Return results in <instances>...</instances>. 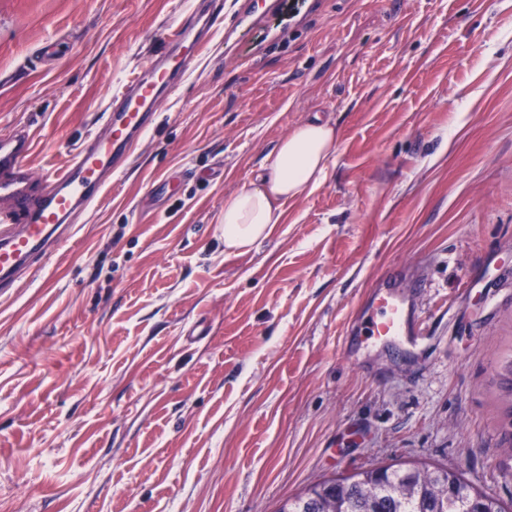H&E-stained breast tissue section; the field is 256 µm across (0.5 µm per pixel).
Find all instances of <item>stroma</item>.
<instances>
[{
	"instance_id": "obj_1",
	"label": "stroma",
	"mask_w": 512,
	"mask_h": 512,
	"mask_svg": "<svg viewBox=\"0 0 512 512\" xmlns=\"http://www.w3.org/2000/svg\"><path fill=\"white\" fill-rule=\"evenodd\" d=\"M216 25L99 204L0 291V512H278L425 461L512 512V0H214ZM196 0H0V136L46 187ZM55 49L44 59L45 45ZM325 181L224 248L296 125ZM417 355L351 328L389 273Z\"/></svg>"
}]
</instances>
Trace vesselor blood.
Segmentation results:
<instances>
[{
	"label": "vessel or blood",
	"mask_w": 512,
	"mask_h": 512,
	"mask_svg": "<svg viewBox=\"0 0 512 512\" xmlns=\"http://www.w3.org/2000/svg\"><path fill=\"white\" fill-rule=\"evenodd\" d=\"M215 22L212 14L196 9L173 28L164 56L153 60L116 97L105 115L104 135L92 137L64 168L51 174L45 191L31 188L27 164L33 148L31 134L23 131L0 137V198L8 203L0 211V288L13 286L36 256L57 250L68 218L108 193L113 174L151 127L156 100L183 79ZM361 332L377 344L407 350L417 349L422 342L415 310L392 288L375 289Z\"/></svg>",
	"instance_id": "1"
}]
</instances>
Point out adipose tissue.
Here are the masks:
<instances>
[{
	"label": "adipose tissue",
	"instance_id": "adipose-tissue-1",
	"mask_svg": "<svg viewBox=\"0 0 512 512\" xmlns=\"http://www.w3.org/2000/svg\"><path fill=\"white\" fill-rule=\"evenodd\" d=\"M337 142L335 125L318 120L302 123L281 138L263 173L225 202V249L242 250L267 238L281 221L285 201L321 185Z\"/></svg>",
	"mask_w": 512,
	"mask_h": 512
}]
</instances>
